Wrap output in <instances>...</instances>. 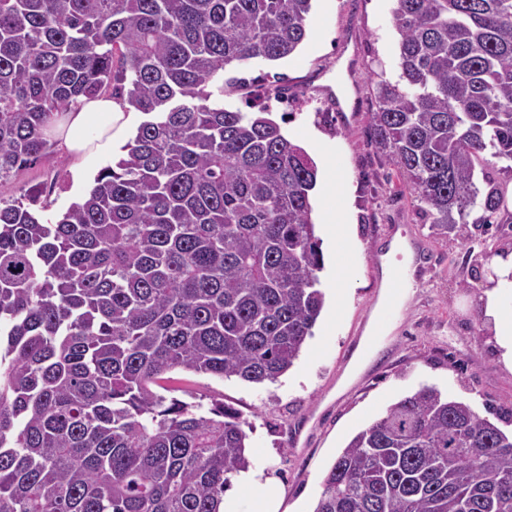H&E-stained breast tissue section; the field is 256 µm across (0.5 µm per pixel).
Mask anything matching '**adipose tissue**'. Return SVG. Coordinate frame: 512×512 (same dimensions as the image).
Masks as SVG:
<instances>
[{
	"label": "adipose tissue",
	"instance_id": "adipose-tissue-1",
	"mask_svg": "<svg viewBox=\"0 0 512 512\" xmlns=\"http://www.w3.org/2000/svg\"><path fill=\"white\" fill-rule=\"evenodd\" d=\"M135 119L131 105L103 96L81 99L58 123L55 133L63 146L79 159L108 155L129 136ZM334 188L338 204H315L311 214L326 237L330 254H338L353 242L350 188L341 176L327 179ZM484 292L481 309L493 332L501 362L512 368V318L501 315L506 299L512 298V247L497 251L491 262L481 269Z\"/></svg>",
	"mask_w": 512,
	"mask_h": 512
}]
</instances>
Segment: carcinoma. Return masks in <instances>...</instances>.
I'll return each instance as SVG.
<instances>
[{"instance_id":"carcinoma-1","label":"carcinoma","mask_w":512,"mask_h":512,"mask_svg":"<svg viewBox=\"0 0 512 512\" xmlns=\"http://www.w3.org/2000/svg\"><path fill=\"white\" fill-rule=\"evenodd\" d=\"M372 145L441 234L512 223V0H396ZM312 0H0V181L106 92L146 119L81 201L0 200V512H220L247 422L156 390L274 382L321 314L317 170L209 84L291 55ZM313 512H512V433L423 386L357 433Z\"/></svg>"}]
</instances>
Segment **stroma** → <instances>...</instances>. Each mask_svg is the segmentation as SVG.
Instances as JSON below:
<instances>
[{
    "instance_id": "stroma-1",
    "label": "stroma",
    "mask_w": 512,
    "mask_h": 512,
    "mask_svg": "<svg viewBox=\"0 0 512 512\" xmlns=\"http://www.w3.org/2000/svg\"><path fill=\"white\" fill-rule=\"evenodd\" d=\"M395 7V0H335L326 13L313 5L308 36L294 54L277 62L253 59L224 73L227 109L267 110L282 134L303 147L314 132L334 140V157L317 168L341 171L354 190L355 244L341 261L355 276L340 307L323 308L293 367L261 385L186 372L168 383L173 396L224 404L252 425L251 466L274 477L278 512H313L324 476L349 440L421 387L465 401L512 432V370L482 325L483 288L475 273L485 247L512 245V224L437 233L397 169L371 145L374 84L378 75L394 81L400 74ZM278 75L288 86L279 96L272 89ZM111 162L108 155L79 161L57 143L0 182V199H23L53 219ZM398 231L417 235L435 262L423 270L382 351L356 372L357 333L377 296L372 260Z\"/></svg>"
}]
</instances>
